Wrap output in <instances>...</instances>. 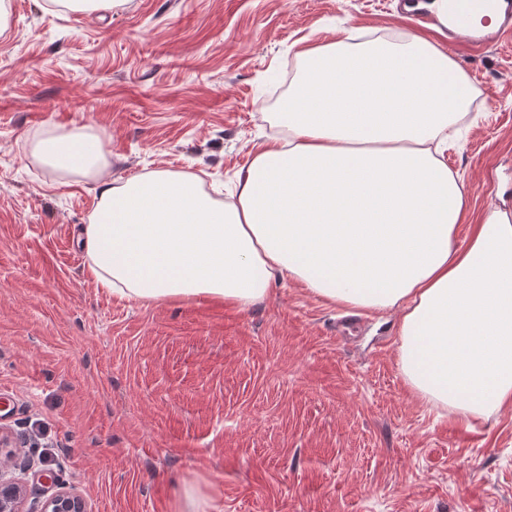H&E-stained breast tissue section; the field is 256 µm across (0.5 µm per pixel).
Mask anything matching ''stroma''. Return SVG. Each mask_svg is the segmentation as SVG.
Listing matches in <instances>:
<instances>
[{"mask_svg":"<svg viewBox=\"0 0 512 512\" xmlns=\"http://www.w3.org/2000/svg\"><path fill=\"white\" fill-rule=\"evenodd\" d=\"M406 0H117L97 14L12 0L0 34V432L29 506L73 491L91 512H512V409L474 423L412 394L395 312L302 284L240 307L139 302L83 272L90 179L31 164L46 126H89L114 182L167 169L230 201L276 127L301 44L415 34ZM474 88L445 161L458 237L512 208V40L448 49ZM206 500L194 483L184 482L179 493L178 512H206Z\"/></svg>","mask_w":512,"mask_h":512,"instance_id":"1","label":"stroma"}]
</instances>
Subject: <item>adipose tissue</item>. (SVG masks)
Instances as JSON below:
<instances>
[{"label": "adipose tissue", "instance_id": "ef3b65f1", "mask_svg": "<svg viewBox=\"0 0 512 512\" xmlns=\"http://www.w3.org/2000/svg\"><path fill=\"white\" fill-rule=\"evenodd\" d=\"M302 75L271 138L240 172L235 201L198 176L157 169L103 179L92 128L47 127L29 161L97 180L84 271L120 297H208L242 307L281 282L355 309L397 310L409 389L463 421L512 406V209L467 244L445 132L470 103L467 77L425 37L298 52Z\"/></svg>", "mask_w": 512, "mask_h": 512}]
</instances>
